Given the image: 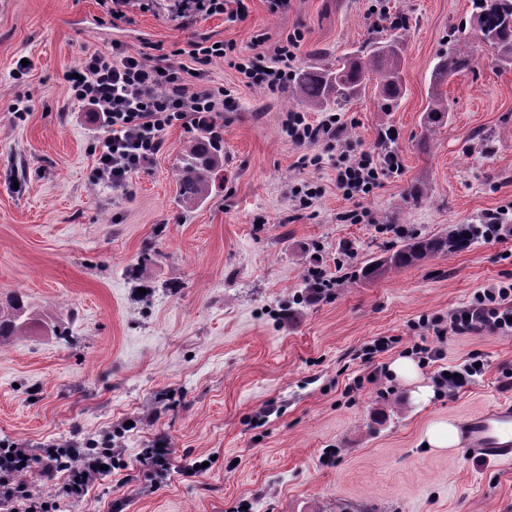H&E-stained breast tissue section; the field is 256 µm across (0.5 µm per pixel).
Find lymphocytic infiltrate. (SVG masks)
<instances>
[{"instance_id":"f902f5d3","label":"lymphocytic infiltrate","mask_w":512,"mask_h":512,"mask_svg":"<svg viewBox=\"0 0 512 512\" xmlns=\"http://www.w3.org/2000/svg\"><path fill=\"white\" fill-rule=\"evenodd\" d=\"M99 4L110 21L126 24L131 23L133 12L154 9L167 12L185 26L214 15L234 19L247 11L246 0H99ZM300 42L297 36L287 38L270 56L262 52L259 37L254 40L256 53L239 56L234 44H216L205 36L190 41L184 49L170 50L163 43L144 41L133 50L116 40L108 51L86 54L66 82L70 102L106 132L99 143L95 183L111 187L115 194H125L129 176L161 151L165 131L175 124L220 133L217 120L222 112L234 108L236 100L210 80L208 67L212 62H227L250 87L272 90L293 79L292 64ZM282 128L291 145L316 147V155L309 159L311 165L321 164L326 154L338 153L336 187L345 198L369 194L381 176L399 168L396 154L356 151L340 145L344 125L337 113L326 112L312 121L304 113L288 112ZM432 324L447 325L458 336L483 331L511 335L512 283L489 285L449 318L433 317ZM414 350L425 362L437 364L434 381L452 394L483 372L474 356L442 368L438 365L443 358L441 350L419 344ZM112 464V440L108 437L97 448L53 443L37 456L19 444L0 442V506L12 512H58L60 500L83 499L102 477L103 467ZM35 468L50 480L57 473H66L57 499L34 494L22 481V474Z\"/></svg>"}]
</instances>
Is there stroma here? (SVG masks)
Returning <instances> with one entry per match:
<instances>
[{"label":"stroma","instance_id":"1","mask_svg":"<svg viewBox=\"0 0 512 512\" xmlns=\"http://www.w3.org/2000/svg\"><path fill=\"white\" fill-rule=\"evenodd\" d=\"M406 25L403 93L392 111L374 90L337 113L344 139L376 148L395 131L400 168L372 192L346 201L335 159L304 164L282 117L287 88L245 86L222 62L213 82L236 100L224 114V170L195 209L177 201L174 166L194 131L177 124L165 148L133 174L126 194L94 183L103 132L68 100L66 73L84 55L120 40L174 48L198 36L251 54L302 36L295 69L321 66ZM470 0H291L273 14L249 0L243 19L216 15L182 26L164 12L111 25L97 0H0V302L21 294L55 336L35 326L0 341V441L39 451L111 434L119 469L63 512H512V463L489 464L457 448L426 447L437 420L501 402L512 372V335H440L448 317L490 284L512 283V65L475 45V63L441 87L448 118L426 132L430 77L449 43L473 37ZM28 100L29 112L13 106ZM318 187L302 208L292 186ZM422 199L408 196L411 188ZM363 212L348 220L350 210ZM500 218L502 237L428 257L370 278L405 235H443L457 224ZM321 267L331 288L313 294ZM392 348L367 355L375 338ZM440 349L420 369L476 354L483 375L455 395L416 399L386 373L353 390L355 377ZM165 443L164 478L139 457ZM203 470L189 474L193 463Z\"/></svg>","mask_w":512,"mask_h":512}]
</instances>
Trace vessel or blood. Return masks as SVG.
I'll return each mask as SVG.
<instances>
[{
	"label": "vessel or blood",
	"instance_id": "vessel-or-blood-1",
	"mask_svg": "<svg viewBox=\"0 0 512 512\" xmlns=\"http://www.w3.org/2000/svg\"><path fill=\"white\" fill-rule=\"evenodd\" d=\"M459 432L466 454L485 461L512 462V403L504 402L465 418Z\"/></svg>",
	"mask_w": 512,
	"mask_h": 512
}]
</instances>
